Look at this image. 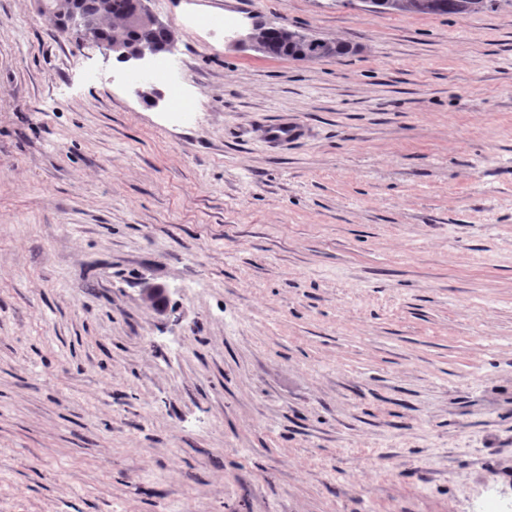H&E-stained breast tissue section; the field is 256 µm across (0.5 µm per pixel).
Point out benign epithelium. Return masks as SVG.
Returning a JSON list of instances; mask_svg holds the SVG:
<instances>
[{"instance_id": "benign-epithelium-1", "label": "benign epithelium", "mask_w": 512, "mask_h": 512, "mask_svg": "<svg viewBox=\"0 0 512 512\" xmlns=\"http://www.w3.org/2000/svg\"><path fill=\"white\" fill-rule=\"evenodd\" d=\"M38 3L41 14L52 19L58 31L68 35L78 33L81 35V44L111 52L125 63L143 64L162 51L172 54L177 48L178 38L172 30L169 31V41L162 51L148 44H137L115 38L102 39L98 33L97 23L100 17H109L110 0H97V14L94 16H89L83 11L82 0H54V6L51 8L47 7L46 0H38ZM264 26L263 22L253 23L250 29L232 38L231 43L259 53L266 52V42L259 35ZM281 32L287 40H301L311 47L318 45L327 51L335 50V45L331 41L317 37H304L292 32L285 24L281 26Z\"/></svg>"}]
</instances>
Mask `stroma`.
Listing matches in <instances>:
<instances>
[{"label":"stroma","instance_id":"obj_1","mask_svg":"<svg viewBox=\"0 0 512 512\" xmlns=\"http://www.w3.org/2000/svg\"><path fill=\"white\" fill-rule=\"evenodd\" d=\"M149 5L186 124L0 0V512H512V0ZM373 12L467 15L493 11L499 0H372ZM269 25L270 24L263 22H255L250 29L240 35H237L230 41L234 46L248 48L259 53H266L267 48V55L272 57L290 58L302 61H306L305 58L299 57L302 49V43L299 41H288V39L308 42L309 47L319 45L326 51L333 52L335 50V45L330 40L317 37H304L297 32L293 34L292 30L285 24L281 26V32L288 42L284 41L275 31L270 30L265 33L267 41L266 47V42L262 37H260L259 32L262 27H268ZM349 52L350 46L348 44L336 41V52L334 51V53L328 54L324 56V58L340 57L347 55Z\"/></svg>","mask_w":512,"mask_h":512}]
</instances>
